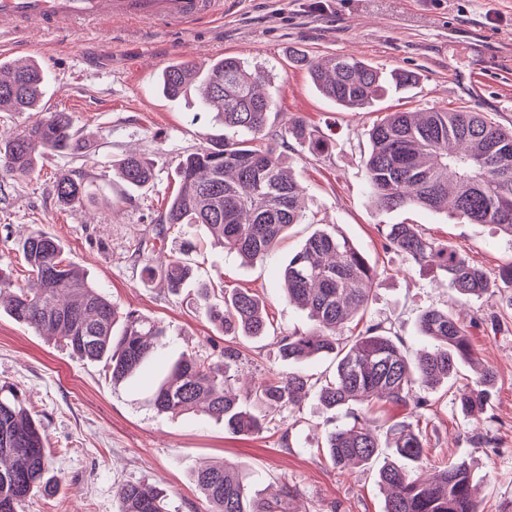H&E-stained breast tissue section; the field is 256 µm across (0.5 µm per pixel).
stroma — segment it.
I'll use <instances>...</instances> for the list:
<instances>
[{
    "instance_id": "35a3bbf8",
    "label": "stroma",
    "mask_w": 512,
    "mask_h": 512,
    "mask_svg": "<svg viewBox=\"0 0 512 512\" xmlns=\"http://www.w3.org/2000/svg\"><path fill=\"white\" fill-rule=\"evenodd\" d=\"M295 50L315 58L352 54L385 74L414 72L418 82L390 91L369 111L349 112L313 87L291 56ZM226 55L265 73L262 91L274 104L270 129L298 116L327 147L314 154L292 141L277 144L305 189L308 210L266 259L244 261L197 227L166 237L167 255L178 253L180 240L193 245L195 283L175 295L161 280H148L134 250L154 238L155 221L177 188L179 160L224 128L201 112L196 92L163 96L157 76L172 62ZM0 59L40 63L47 72L44 111L70 113L77 131L73 148L39 159L32 176L0 179V272L23 283L17 244L43 230L112 302L167 328L145 372L116 383L104 363L79 358L0 314V383L20 388L28 410L42 419L49 475L57 482L53 495L27 499L20 512H118V490L129 481L165 489L171 512H207L194 473L212 462L246 469L264 498L282 483L296 486L293 512H383L376 465L347 472L324 457L327 432L348 418L316 397L295 408L266 409L262 433L237 436L203 411L172 417L149 404L173 362L184 355L216 359L229 341L206 317L201 283L215 287L212 301H219L222 286L250 290L266 305V335L229 341L242 352L241 383L292 369L281 361L278 341L312 330L313 322L307 310L284 299L280 270L323 224L335 225L377 272L364 313L345 325L340 340L379 323L407 356H416L426 347L419 317L437 307L453 311L473 350L452 386L419 388L426 408L387 401L368 406L374 434L383 442L392 425H418L426 464L466 461L482 512H512V289L457 300L437 271L387 249L380 229L417 225L493 278L512 264V237L492 224L418 208L381 211L363 173L368 131L389 112L473 107L512 127V0H230L223 16L185 29L131 24L108 35L82 23L63 34L0 30ZM132 151L154 168L141 190L128 189L112 169ZM62 172L87 178L91 199L61 205L54 181ZM485 369L493 374L490 400L482 412L463 413L455 390Z\"/></svg>"
}]
</instances>
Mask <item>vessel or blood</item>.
I'll use <instances>...</instances> for the list:
<instances>
[{"label": "vessel or blood", "mask_w": 512, "mask_h": 512, "mask_svg": "<svg viewBox=\"0 0 512 512\" xmlns=\"http://www.w3.org/2000/svg\"><path fill=\"white\" fill-rule=\"evenodd\" d=\"M224 0H0V26L61 31L79 21L176 28L223 10Z\"/></svg>", "instance_id": "obj_1"}]
</instances>
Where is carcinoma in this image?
Here are the masks:
<instances>
[{
    "label": "carcinoma",
    "mask_w": 512,
    "mask_h": 512,
    "mask_svg": "<svg viewBox=\"0 0 512 512\" xmlns=\"http://www.w3.org/2000/svg\"><path fill=\"white\" fill-rule=\"evenodd\" d=\"M315 88L337 105L360 110L371 107L389 89L416 83L411 71L386 77L353 56L314 61L297 57ZM0 112H31L42 102L45 71L37 63H0ZM203 78L202 109L215 113L224 134L212 138L178 163V189L158 223L163 232L181 226L204 228L227 252L246 261L270 255L282 237L305 218L304 189L286 171V161L263 145L273 103L257 92L264 75L238 57L212 62L184 61L161 71L163 94H187ZM275 137L309 145L314 152L326 143L297 117ZM75 132L66 112H50L0 142V173L25 177L34 173L42 155L73 146ZM364 160L365 179L375 205L382 211L418 207L449 212L470 224H494L512 237V130L488 119L475 108L428 112H390L369 131ZM115 172L131 189L153 178L151 163L137 155L119 161ZM55 192L63 205L89 196L82 177L63 172ZM386 246L415 264L442 272L460 298L480 297L502 286L512 288V265L492 279L448 245L422 234L414 224H387L381 230ZM28 276L16 284L0 276V312L19 324L52 336L73 354L103 361L113 382L140 373L154 352L152 340L165 328L135 311H123L108 299L86 273L62 257L59 241L42 230L20 245ZM193 276L179 256L169 257L162 273L167 288L177 292ZM376 271L346 237L326 225L315 230L282 270L286 300L309 311L314 329L280 339V357L288 364L333 357L334 378L320 386L300 372L268 376L254 386V402L295 406L315 393L327 409H346L351 422L326 436V457L336 468L364 466L379 456V443L369 420L355 405L373 400L397 404L425 401L416 387L447 383L461 361L473 351L466 330L448 309L429 308L419 331L430 349L412 361L401 344L379 323L368 324L351 343L341 345L336 333L367 306ZM213 327L225 336H252L268 330L264 304L247 289H235L223 304H205ZM240 351L224 346L218 360L182 358L157 385L152 404L160 414L182 415L205 402L204 411L224 422L233 435L263 428L230 386L229 370ZM490 371L456 398L469 414L486 405ZM392 454L379 468L378 484L389 490L384 512H481L473 492L468 464L450 462L428 474L412 468L424 458L420 432L410 424L389 429ZM49 448L41 420L25 407L17 389L0 386V512H19L28 498L55 488L48 477ZM195 483L210 512H289L296 489L283 483L272 499L252 492L250 473L224 463L196 471ZM120 512H170L164 490L139 481L119 492Z\"/></svg>",
    "instance_id": "obj_1"
}]
</instances>
